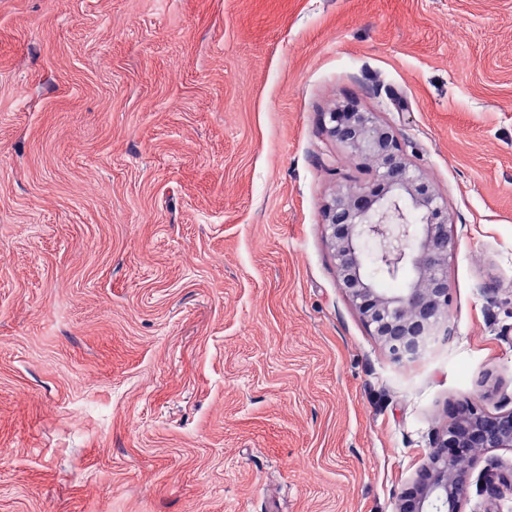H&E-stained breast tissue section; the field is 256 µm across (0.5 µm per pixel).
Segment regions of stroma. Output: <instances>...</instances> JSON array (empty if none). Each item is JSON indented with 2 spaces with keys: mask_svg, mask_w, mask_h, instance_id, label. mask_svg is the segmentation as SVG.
I'll list each match as a JSON object with an SVG mask.
<instances>
[{
  "mask_svg": "<svg viewBox=\"0 0 512 512\" xmlns=\"http://www.w3.org/2000/svg\"><path fill=\"white\" fill-rule=\"evenodd\" d=\"M448 198L392 362L322 209L346 103ZM512 408V0H0V512H395ZM489 448L512 451V409L491 411L471 401L454 404L428 463L401 491L395 512H463L476 453Z\"/></svg>",
  "mask_w": 512,
  "mask_h": 512,
  "instance_id": "1",
  "label": "stroma"
}]
</instances>
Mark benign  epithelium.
Instances as JSON below:
<instances>
[{
	"mask_svg": "<svg viewBox=\"0 0 512 512\" xmlns=\"http://www.w3.org/2000/svg\"><path fill=\"white\" fill-rule=\"evenodd\" d=\"M328 132L370 166L372 181L336 194L324 210L339 285L350 297L391 360L412 361L435 336H450L448 255L455 247L448 200L413 166L391 126L374 112L349 103L328 114ZM394 275L411 268L414 278L398 292L377 288L368 274L365 245ZM512 451V409L491 411L471 401L448 409V425L398 496L395 512H463L476 453ZM485 512H494L504 491L512 492V469L483 480Z\"/></svg>",
	"mask_w": 512,
	"mask_h": 512,
	"instance_id": "7a95c632",
	"label": "benign epithelium"
}]
</instances>
